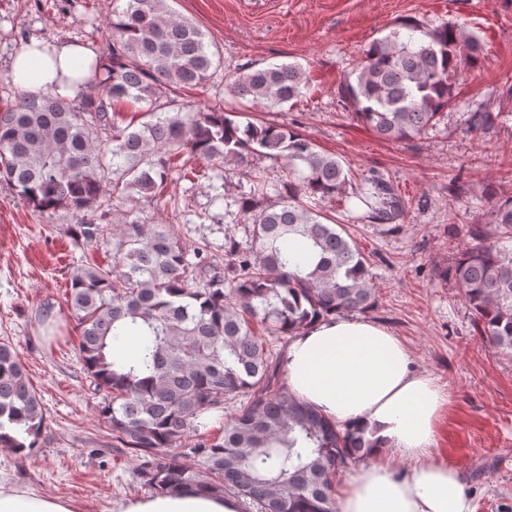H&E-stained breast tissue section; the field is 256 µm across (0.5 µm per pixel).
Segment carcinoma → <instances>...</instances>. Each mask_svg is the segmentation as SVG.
Returning <instances> with one entry per match:
<instances>
[{"label": "carcinoma", "instance_id": "1", "mask_svg": "<svg viewBox=\"0 0 512 512\" xmlns=\"http://www.w3.org/2000/svg\"><path fill=\"white\" fill-rule=\"evenodd\" d=\"M107 27L108 57L88 92L66 99L41 88L0 104V180L39 212L71 213L75 244L112 239L113 264L77 270L67 292L112 447L139 461L136 476L154 494L230 492L242 512H335L336 473L375 444L293 396L280 383L284 360L272 356L269 338L375 304L365 258L302 201L346 194L348 174L291 127L241 122L216 108L184 114L161 101L162 90L203 85L221 66L203 31L170 0H126ZM483 51L457 24L406 18L372 42L340 95L381 138L408 140L434 125L459 74ZM304 84L301 65L281 63L239 73L229 88L275 109L299 98ZM124 101L147 104L149 120L116 125L112 104ZM106 126L112 140L103 143L97 132ZM185 151L209 165H238L251 153L286 162L288 182L276 202L258 211L254 197L238 200L251 221L250 246L225 236L224 262L206 244L188 254L170 225L131 210L115 213L110 225L87 219L106 194L155 198ZM357 196L380 224L402 211L382 178H366ZM495 213L492 238L485 225H467L474 244L453 277L475 330L495 352L512 355V199ZM131 332L142 337L139 352L112 358V338ZM240 397L246 401L219 435L189 442L200 416ZM45 428L42 399L11 342L1 340L0 447L31 451ZM160 448L181 452L159 458ZM188 455L197 462L180 461Z\"/></svg>", "mask_w": 512, "mask_h": 512}]
</instances>
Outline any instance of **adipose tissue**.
Wrapping results in <instances>:
<instances>
[{
	"instance_id": "adipose-tissue-1",
	"label": "adipose tissue",
	"mask_w": 512,
	"mask_h": 512,
	"mask_svg": "<svg viewBox=\"0 0 512 512\" xmlns=\"http://www.w3.org/2000/svg\"><path fill=\"white\" fill-rule=\"evenodd\" d=\"M93 49L80 44L20 45L11 65L25 90L52 88L75 98L85 89ZM289 391L341 427L371 432L381 453L409 459L405 478L374 461L345 481L336 512H474L459 470L436 461L431 449L447 395L435 380L413 372L403 343L387 329L331 318L293 337L285 357ZM236 499L197 490L122 501L113 512H239ZM0 512H76L68 501L0 485Z\"/></svg>"
}]
</instances>
